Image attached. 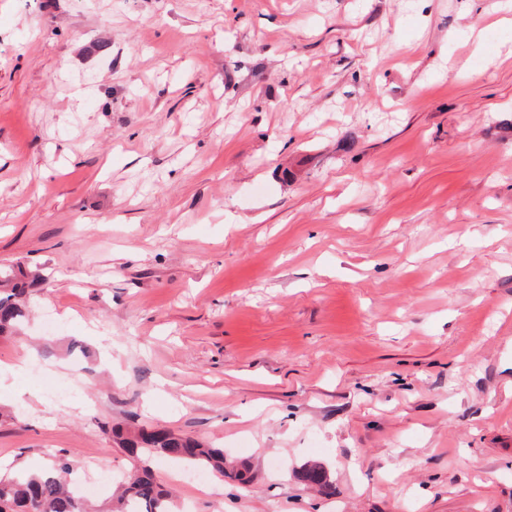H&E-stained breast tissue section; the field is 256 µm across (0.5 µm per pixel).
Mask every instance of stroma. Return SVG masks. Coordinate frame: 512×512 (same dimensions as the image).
<instances>
[{
    "mask_svg": "<svg viewBox=\"0 0 512 512\" xmlns=\"http://www.w3.org/2000/svg\"><path fill=\"white\" fill-rule=\"evenodd\" d=\"M506 16L0 0V462L123 473L109 422L249 465L151 461L176 512H512ZM5 281L17 280L12 288L0 289V336H10L26 316L28 299L37 279L22 268L8 267L3 271Z\"/></svg>",
    "mask_w": 512,
    "mask_h": 512,
    "instance_id": "obj_1",
    "label": "stroma"
}]
</instances>
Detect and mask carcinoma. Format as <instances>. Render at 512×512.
Instances as JSON below:
<instances>
[{"mask_svg":"<svg viewBox=\"0 0 512 512\" xmlns=\"http://www.w3.org/2000/svg\"><path fill=\"white\" fill-rule=\"evenodd\" d=\"M3 278L15 281L0 289V336H9L26 316L28 299L37 279L22 268L10 267ZM123 449L140 459H175L190 463L199 472L224 476V449L213 448L167 429L129 432L112 428ZM76 463L66 451L53 455L46 472L30 475L0 474V512H92L88 500L77 492L71 480ZM113 512H172L169 491L159 484L148 466L130 473L113 504Z\"/></svg>","mask_w":512,"mask_h":512,"instance_id":"cac0c4a2","label":"carcinoma"}]
</instances>
